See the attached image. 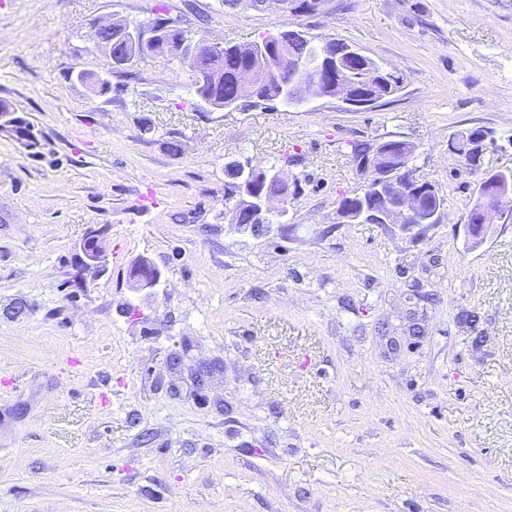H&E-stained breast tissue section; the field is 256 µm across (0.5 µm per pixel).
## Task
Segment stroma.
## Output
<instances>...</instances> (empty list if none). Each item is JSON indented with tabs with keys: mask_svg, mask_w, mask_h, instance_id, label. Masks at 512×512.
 I'll list each match as a JSON object with an SVG mask.
<instances>
[{
	"mask_svg": "<svg viewBox=\"0 0 512 512\" xmlns=\"http://www.w3.org/2000/svg\"><path fill=\"white\" fill-rule=\"evenodd\" d=\"M159 13L212 42L336 38L400 88L213 111L178 60L116 73L92 38ZM1 101L40 147L0 131V512H512V223L476 250L465 227L512 169V0H0ZM477 127L472 168L448 139ZM389 139L444 199L417 236L336 221L365 187L355 144ZM237 160L299 181L280 224L229 228ZM142 258L162 276L136 294ZM246 1L248 2L249 9L255 12H263L268 2H274L283 13L291 14L290 16L292 17H300L302 15H313L309 12V9L312 8L317 0H224V6L228 9H235L244 5L246 7ZM243 2L245 4H242ZM296 6L298 11L292 14ZM79 250L84 255V262L87 268L92 269L94 272H102L106 269L108 255L94 231L88 233L81 240Z\"/></svg>",
	"mask_w": 512,
	"mask_h": 512,
	"instance_id": "1",
	"label": "stroma"
}]
</instances>
